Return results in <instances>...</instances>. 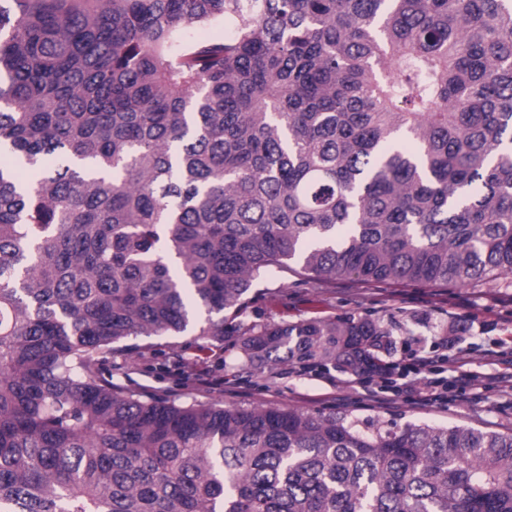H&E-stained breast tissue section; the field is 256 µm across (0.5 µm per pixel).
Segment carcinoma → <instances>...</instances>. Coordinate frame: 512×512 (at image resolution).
<instances>
[{
  "instance_id": "cac0c4a2",
  "label": "carcinoma",
  "mask_w": 512,
  "mask_h": 512,
  "mask_svg": "<svg viewBox=\"0 0 512 512\" xmlns=\"http://www.w3.org/2000/svg\"><path fill=\"white\" fill-rule=\"evenodd\" d=\"M288 271L512 275V0H0V512H512V431L104 369L199 310L240 367L376 364L370 318L235 322Z\"/></svg>"
}]
</instances>
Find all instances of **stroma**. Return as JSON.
Wrapping results in <instances>:
<instances>
[{"mask_svg": "<svg viewBox=\"0 0 512 512\" xmlns=\"http://www.w3.org/2000/svg\"><path fill=\"white\" fill-rule=\"evenodd\" d=\"M257 298L244 314L245 322L285 324L306 319L341 320L369 317L391 333L382 350L384 361L409 359L425 351L445 355L444 338L472 348L471 369L499 372L486 352L512 345V275L471 287L466 285L405 286L362 284L351 280L318 286L293 274L279 273L258 282ZM467 314L468 330L458 333L459 314ZM129 350L115 358L120 369L116 382L179 402L196 400L249 408L270 405L328 415L348 414L363 422L392 421L458 424L501 432L512 431V410L503 408L498 391L484 396H463L442 408L418 407L404 399L382 395L366 398L352 373L339 368H318L299 378L287 364L257 365L244 370L233 365L238 337L224 339L230 364L213 368L209 337L190 329L171 336L129 338ZM168 372H161V365Z\"/></svg>", "mask_w": 512, "mask_h": 512, "instance_id": "stroma-1", "label": "stroma"}]
</instances>
